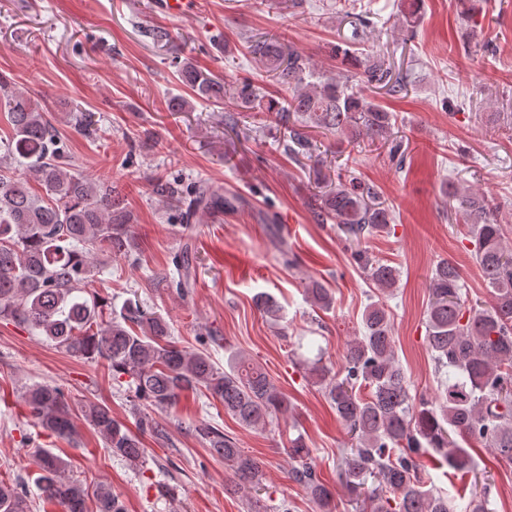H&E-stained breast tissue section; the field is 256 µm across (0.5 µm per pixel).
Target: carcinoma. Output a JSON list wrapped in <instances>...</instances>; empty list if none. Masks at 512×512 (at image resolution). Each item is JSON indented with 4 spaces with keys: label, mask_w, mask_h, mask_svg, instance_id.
<instances>
[{
    "label": "carcinoma",
    "mask_w": 512,
    "mask_h": 512,
    "mask_svg": "<svg viewBox=\"0 0 512 512\" xmlns=\"http://www.w3.org/2000/svg\"><path fill=\"white\" fill-rule=\"evenodd\" d=\"M247 44L275 72L287 97L270 98L251 80L228 82L189 59L175 63L179 81L196 99L224 103L232 129L236 112H268L285 123L297 115L353 145L363 137L379 142L403 163L392 114L364 94L376 87L388 93L404 90L403 79L393 77L384 62L335 78L275 34ZM0 112L12 129L11 137L0 140V320L46 337L73 357L104 363L115 376L129 377L138 433L112 416L109 406L84 405L83 416L106 447L130 463L141 462L146 453L141 435L165 437L145 408L167 410L198 392L222 402L224 412L239 424L266 429L288 400L261 366L236 354L223 369L207 350L176 345L170 340L169 321L137 299L125 300L117 310L96 295L83 297L100 272L99 256H131L130 214L116 198L112 180L89 177L75 167L48 110L28 92L12 88L2 75ZM68 123L86 132L94 125V113L76 109ZM31 180L43 193L32 190ZM323 182L315 194L314 214L322 223L336 224L354 262L376 290L375 300L363 311L361 335L348 343L342 371L331 373L320 354L307 365L325 384L350 436L351 446L341 456L340 482L359 503L358 512H490V484L458 506L447 493L424 488L419 457L431 449L451 469L472 472L474 461L460 447L459 436L481 440L499 458L512 462V239L506 225L497 221L484 194L448 184V198L467 223L492 299L488 304L466 302L458 267L449 261L436 265L429 282L425 340L436 363L439 389L434 400H416L395 355L393 320L385 301L397 287L398 271L362 248L366 239L390 233L392 209L352 171L328 174ZM153 191L165 205L186 207L187 220L231 204L205 182L186 191L180 182L158 177ZM172 264L174 271L157 284L184 296L195 284L191 248L181 246ZM306 294L316 308L328 310L333 304L330 289L318 282ZM362 387L368 389L365 397ZM23 399L41 429L60 438L77 436L74 409L60 387L36 385L25 390ZM192 432L233 473L226 492L261 489L260 462L239 448L234 437L211 423ZM288 458L292 479L330 512V490L317 477L303 434L289 439ZM36 463L43 501L62 505L64 512H88V492L66 476L62 458L40 449ZM94 497L96 512H125L106 485ZM0 512H33V507L17 485L0 482Z\"/></svg>",
    "instance_id": "1"
}]
</instances>
